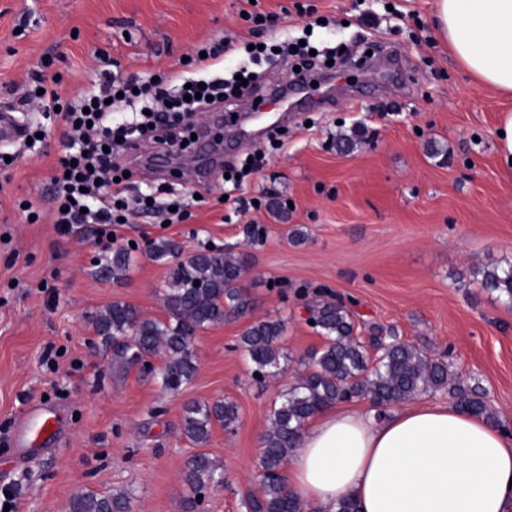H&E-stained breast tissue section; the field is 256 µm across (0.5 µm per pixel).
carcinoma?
<instances>
[{
	"label": "carcinoma",
	"mask_w": 512,
	"mask_h": 512,
	"mask_svg": "<svg viewBox=\"0 0 512 512\" xmlns=\"http://www.w3.org/2000/svg\"><path fill=\"white\" fill-rule=\"evenodd\" d=\"M182 252L172 239L154 240L148 254L156 261ZM132 259L125 249H115L98 262L100 276L119 282L125 279ZM247 259L231 250L209 248L177 262L170 273L163 297L165 318L143 316L128 303L114 302L92 319L98 343L112 350L113 359L131 370L148 358L163 360L156 377L164 391L177 393L188 385L197 371L195 341L200 331L240 316L252 306L241 280ZM481 284L512 305V266L481 271ZM318 299L307 305L312 328L325 338L324 346L310 355L307 369L294 384L279 394L271 411L260 458L262 490L248 498L250 512H304L290 495L281 471L296 448L303 425L320 409L338 401L367 397L378 414L393 404L407 401L428 390H448L456 406L494 422L496 416L484 399L482 387L463 384L444 359H432L415 346L396 339L381 346L372 361L364 343L354 335V320L346 304L335 298ZM281 319L259 320L241 335V346L252 363L254 379L263 381L282 375ZM232 432L239 423L238 405L228 399L211 404L196 403L185 409L181 433L195 445L208 442L213 423ZM219 467L204 452L186 463L185 482L197 496L220 483ZM129 491L80 492L69 501V512H130Z\"/></svg>",
	"instance_id": "carcinoma-1"
}]
</instances>
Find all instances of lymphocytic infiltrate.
Wrapping results in <instances>:
<instances>
[{
    "instance_id": "1",
    "label": "lymphocytic infiltrate",
    "mask_w": 512,
    "mask_h": 512,
    "mask_svg": "<svg viewBox=\"0 0 512 512\" xmlns=\"http://www.w3.org/2000/svg\"><path fill=\"white\" fill-rule=\"evenodd\" d=\"M227 49V44L218 42L206 47L204 56L190 57V64L205 75L199 87L189 85L183 73L172 70L151 80H119L105 69L93 89L73 100L44 89L40 107L45 113H58L68 140L51 178L53 224L108 228L135 211L147 210L146 195L132 200L123 197L117 182L123 174L119 158L144 138L159 149L176 147L173 126L180 115L210 112L244 96L247 88L239 80L207 75ZM138 100L143 103L142 111L121 122L113 120V113Z\"/></svg>"
}]
</instances>
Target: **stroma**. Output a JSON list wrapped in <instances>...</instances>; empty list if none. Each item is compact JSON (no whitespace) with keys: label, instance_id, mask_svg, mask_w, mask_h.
I'll use <instances>...</instances> for the list:
<instances>
[{"label":"stroma","instance_id":"obj_1","mask_svg":"<svg viewBox=\"0 0 512 512\" xmlns=\"http://www.w3.org/2000/svg\"><path fill=\"white\" fill-rule=\"evenodd\" d=\"M437 0H0V102L24 98L28 74L40 70L66 98L90 88L103 59L118 76L182 69L194 48L224 38L234 51L220 72L247 65L246 42L277 43L309 35L317 47L399 49L408 89L357 67H334L326 102L289 113L278 148L261 123L243 143L226 113L199 122L228 161L266 153L263 166L227 191L212 171L206 201L194 198L193 154L152 161V147L128 158L127 195L155 189L158 201L181 200L190 220L163 225L140 212L114 225L116 244L177 240L184 253L208 248L250 258L242 285L252 306L202 330L197 372L178 393L156 379L123 371L90 346L91 315L112 302L163 317L172 261L133 251L119 284L95 277L97 227L58 232L48 210L50 178L65 129L49 124L44 145L14 142L17 161L0 169V493L15 512H68L81 491L128 489L132 512H245L258 493L263 436L279 392L294 383L302 360L324 339L307 323L297 291L341 296L355 334L394 336L450 361L478 380L497 424L512 433V306L488 292L483 267L512 263V169L502 162L498 129L512 97L472 80L435 26ZM269 18L254 27L252 14ZM353 138L350 152L339 137ZM286 203L285 214L268 206ZM41 210L29 223L21 206ZM306 238L295 242L294 229ZM284 319L286 372L252 377L242 332L263 319ZM230 399L235 432L213 424L208 453L224 468L200 506L183 476L196 447L181 434L187 406ZM37 406L61 419L56 434L28 447L18 428Z\"/></svg>","mask_w":512,"mask_h":512}]
</instances>
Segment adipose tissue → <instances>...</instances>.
Wrapping results in <instances>:
<instances>
[{"label": "adipose tissue", "instance_id": "ef3b65f1", "mask_svg": "<svg viewBox=\"0 0 512 512\" xmlns=\"http://www.w3.org/2000/svg\"><path fill=\"white\" fill-rule=\"evenodd\" d=\"M436 27L480 84L512 94V0H437ZM306 512H507L512 434L445 402L330 406L305 427L283 472Z\"/></svg>", "mask_w": 512, "mask_h": 512}]
</instances>
